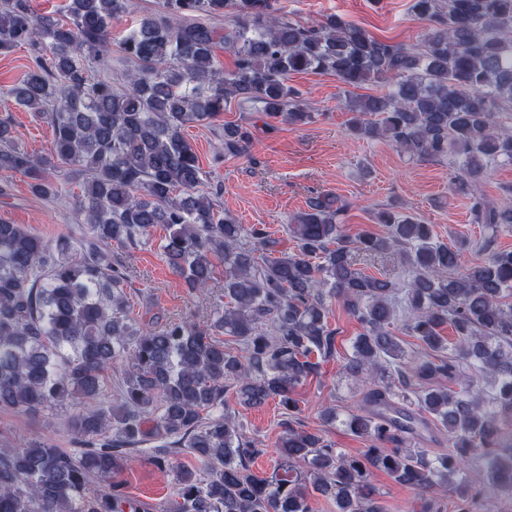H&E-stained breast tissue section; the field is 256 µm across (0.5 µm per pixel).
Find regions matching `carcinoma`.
<instances>
[{"instance_id":"obj_1","label":"carcinoma","mask_w":512,"mask_h":512,"mask_svg":"<svg viewBox=\"0 0 512 512\" xmlns=\"http://www.w3.org/2000/svg\"><path fill=\"white\" fill-rule=\"evenodd\" d=\"M411 2L426 32L407 45L337 17L302 24L277 0H165L124 36L133 68L119 90L100 66L112 58V21L132 0H67L63 18L36 13L31 0H0V55L26 47L32 59L0 99L41 114L53 130L50 152L34 155L1 118L0 173L25 176L40 197L77 187L88 224L85 237L47 241L0 220V409H69L77 444L0 448V512H140L106 479L151 437L167 440L149 456L156 466L184 451L200 464L177 468L164 512H310L311 489L331 494L337 512H382L367 486L370 466L421 492L450 493L456 512H472L481 490L470 462L481 456L493 487L512 497V250L496 246L512 229V184L499 204L480 190L493 165L512 164V125L500 121L512 116V0ZM227 15L220 35L210 21ZM221 43L235 58L229 71L216 61ZM304 71L353 88L388 84L380 96L345 98L348 132L419 161L451 159L450 183L470 200L481 237L449 245L391 201L374 215L381 233L353 239L343 204L326 193L291 217L287 251L265 226L224 213L218 192L204 189L185 128L215 120L231 102L308 123L313 113L287 84ZM250 147L247 127L224 125L220 153ZM158 224L167 230L161 254L191 294L207 299L216 269L224 273L227 303L203 327L131 315L118 251ZM474 248L478 258L465 260ZM390 250L407 279L360 267ZM334 301L360 326L344 374L372 388L358 410L342 419L326 408L322 419L341 421L369 448L348 456L288 423L277 471L257 476L248 465L263 449L242 437L224 394L246 409L277 398L295 412V389L334 353ZM399 327L416 347H403ZM217 333L241 349L224 347ZM431 423L453 448L436 459L410 439L415 425ZM94 480L104 484L91 493Z\"/></svg>"}]
</instances>
